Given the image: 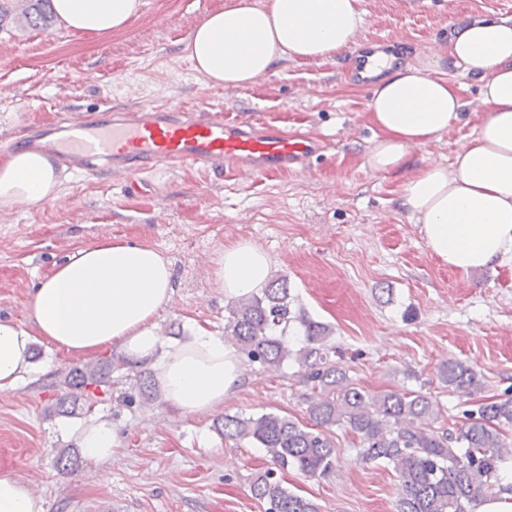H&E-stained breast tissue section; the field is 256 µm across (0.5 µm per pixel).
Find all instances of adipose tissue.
I'll return each instance as SVG.
<instances>
[{
  "label": "adipose tissue",
  "instance_id": "obj_1",
  "mask_svg": "<svg viewBox=\"0 0 512 512\" xmlns=\"http://www.w3.org/2000/svg\"><path fill=\"white\" fill-rule=\"evenodd\" d=\"M57 17L79 34L105 36L138 14L141 0H52ZM361 0H228L191 32L185 50L207 84L245 87L279 59L320 63L354 49ZM482 83L484 119L450 163L407 177L403 205L432 254L468 272L512 252V20L477 17L452 34L443 52L380 79L368 102L376 130L365 158L371 172L397 174L409 150L461 119L459 87L441 68ZM50 156L17 149L0 157V207L32 208L60 191ZM214 280L225 294L264 288L271 269L249 241L218 250ZM170 259L151 246L103 239L70 250L41 277L27 321L0 320V391L35 370L37 340L76 355L118 347L128 360L148 359L160 393L177 411L223 407L243 370L234 348L202 327L163 346L155 318L173 294ZM0 512H43L17 476H0Z\"/></svg>",
  "mask_w": 512,
  "mask_h": 512
}]
</instances>
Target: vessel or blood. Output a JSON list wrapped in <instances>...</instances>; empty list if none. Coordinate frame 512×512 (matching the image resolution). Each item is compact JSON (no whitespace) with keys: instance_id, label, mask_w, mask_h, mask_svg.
<instances>
[{"instance_id":"vessel-or-blood-1","label":"vessel or blood","mask_w":512,"mask_h":512,"mask_svg":"<svg viewBox=\"0 0 512 512\" xmlns=\"http://www.w3.org/2000/svg\"><path fill=\"white\" fill-rule=\"evenodd\" d=\"M21 144L50 153L71 169L104 163L118 177L160 163L265 175L304 166L322 149L319 141L288 136L270 123L229 120L222 106L211 103L191 112L136 106L106 109L97 116H64L34 125Z\"/></svg>"}]
</instances>
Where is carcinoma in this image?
<instances>
[{
    "label": "carcinoma",
    "instance_id": "cac0c4a2",
    "mask_svg": "<svg viewBox=\"0 0 512 512\" xmlns=\"http://www.w3.org/2000/svg\"><path fill=\"white\" fill-rule=\"evenodd\" d=\"M50 0H25L21 15L0 0V24L7 17L47 21ZM288 278H271L265 288L242 295L229 305L224 333L252 362L278 371L290 357L308 369L306 380L320 393L308 400V426L287 415L263 412L224 416V436L263 448L273 464L292 466L310 477H324L334 467L336 426L350 430L362 448L361 460L390 465L399 481V512H471L487 490L502 491L499 470L512 458V397L484 402L467 413L455 433L438 432L431 422L438 405L431 396L412 392L372 395L354 386L329 359L332 328L292 309ZM299 322L305 345L291 349L288 327ZM112 366H91L67 376L66 384L86 400L111 385ZM440 381L463 397L482 390L477 371L464 361L448 359L438 368ZM264 512H320L316 503L284 487L270 469L252 484Z\"/></svg>",
    "mask_w": 512,
    "mask_h": 512
}]
</instances>
